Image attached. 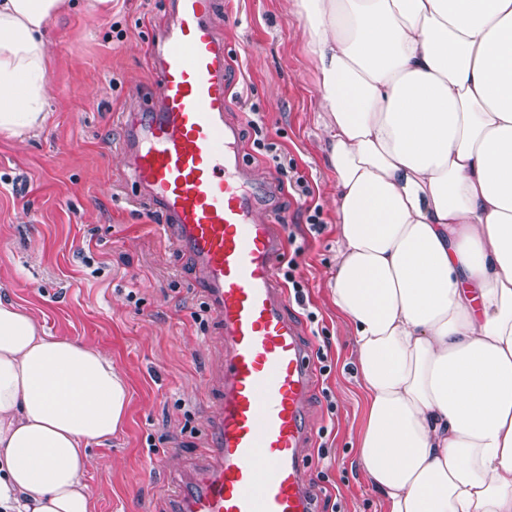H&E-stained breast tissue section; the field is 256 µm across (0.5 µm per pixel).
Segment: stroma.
Wrapping results in <instances>:
<instances>
[{
  "mask_svg": "<svg viewBox=\"0 0 512 512\" xmlns=\"http://www.w3.org/2000/svg\"><path fill=\"white\" fill-rule=\"evenodd\" d=\"M221 2L225 117L240 129L250 173L277 190L286 238L279 271L306 291L287 309L320 369L309 403L312 491L319 512H384L357 459L365 404L352 378L353 332L330 286L336 175L325 160L305 21L291 0ZM168 21V0H113L108 13L79 4L61 15L50 31V119L35 138L0 137V297L50 335L111 356L130 388L122 432L91 450L93 512H167L172 473L204 459L220 394L222 342L193 262L164 234L160 214L136 204L120 152L118 115L153 97L149 38Z\"/></svg>",
  "mask_w": 512,
  "mask_h": 512,
  "instance_id": "stroma-1",
  "label": "stroma"
}]
</instances>
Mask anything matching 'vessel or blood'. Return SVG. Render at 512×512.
Listing matches in <instances>:
<instances>
[{
	"instance_id": "1",
	"label": "vessel or blood",
	"mask_w": 512,
	"mask_h": 512,
	"mask_svg": "<svg viewBox=\"0 0 512 512\" xmlns=\"http://www.w3.org/2000/svg\"><path fill=\"white\" fill-rule=\"evenodd\" d=\"M218 0H173L150 44L154 99L127 113L122 148L143 201L190 255L224 344L204 464L180 475L169 512H318L305 450L312 350L276 279L283 252L268 184L251 178L230 107Z\"/></svg>"
}]
</instances>
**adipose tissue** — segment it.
I'll return each instance as SVG.
<instances>
[{"label":"adipose tissue","instance_id":"obj_1","mask_svg":"<svg viewBox=\"0 0 512 512\" xmlns=\"http://www.w3.org/2000/svg\"><path fill=\"white\" fill-rule=\"evenodd\" d=\"M0 0V135L49 118L50 24ZM336 175L337 309L385 512H512V0H292ZM129 387L0 299V512H92Z\"/></svg>","mask_w":512,"mask_h":512}]
</instances>
